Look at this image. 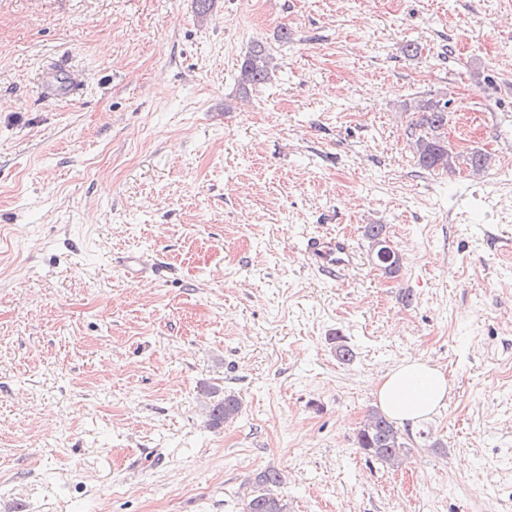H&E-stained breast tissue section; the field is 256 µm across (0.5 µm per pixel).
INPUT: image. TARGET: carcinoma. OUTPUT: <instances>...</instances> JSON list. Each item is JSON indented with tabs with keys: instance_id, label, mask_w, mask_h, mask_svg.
Instances as JSON below:
<instances>
[{
	"instance_id": "carcinoma-1",
	"label": "carcinoma",
	"mask_w": 512,
	"mask_h": 512,
	"mask_svg": "<svg viewBox=\"0 0 512 512\" xmlns=\"http://www.w3.org/2000/svg\"><path fill=\"white\" fill-rule=\"evenodd\" d=\"M273 57L261 43L253 44L240 66L241 84L259 86L272 81ZM448 103L423 101L417 126L424 129L415 140L418 165L427 170H451L455 156L448 149L442 130L448 124ZM208 398L205 412L209 427L217 428L232 421L241 411V401L232 392H219L215 387L204 390ZM357 445L364 454L379 463L398 469L412 457V448L394 422L382 412L372 409L357 433ZM281 475L275 470H264L255 477L258 490L243 502L241 512H288V503L278 493Z\"/></svg>"
}]
</instances>
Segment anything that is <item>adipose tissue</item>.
Segmentation results:
<instances>
[{"label": "adipose tissue", "instance_id": "obj_1", "mask_svg": "<svg viewBox=\"0 0 512 512\" xmlns=\"http://www.w3.org/2000/svg\"><path fill=\"white\" fill-rule=\"evenodd\" d=\"M448 392L445 372L412 356L402 358L375 386L382 412L404 424L418 423L436 413L444 406Z\"/></svg>", "mask_w": 512, "mask_h": 512}]
</instances>
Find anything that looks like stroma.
I'll use <instances>...</instances> for the list:
<instances>
[{
	"label": "stroma",
	"instance_id": "1",
	"mask_svg": "<svg viewBox=\"0 0 512 512\" xmlns=\"http://www.w3.org/2000/svg\"><path fill=\"white\" fill-rule=\"evenodd\" d=\"M407 355L451 391L392 470L357 432ZM266 469L288 512H512V0H0V512H240ZM273 57L262 43H254L240 66L241 84L259 86L272 81ZM448 103L421 101L417 107L420 113L417 126L423 128L415 140V154L418 165L427 170H452L455 156L448 149V141L441 130L448 124ZM365 236L369 240V246L374 249V247L378 244V246H382V248L375 253L376 247L373 250V262L376 266L382 267L387 270L386 273H396L400 266V257L398 253L393 250L394 256L392 259V253L389 248L388 241L386 240V226L382 224H369L365 227ZM387 241V242H385ZM385 242V243H384ZM392 259V260H391ZM391 260V261H390ZM390 261V262H389ZM389 262V263H387ZM386 263V264H383ZM383 264V265H381ZM308 246L310 257L321 267L341 273L355 265V246L346 237L312 241ZM209 399L205 402V412L210 428H217L231 422L241 411V401L232 392H219L218 388L209 387L204 390Z\"/></svg>",
	"mask_w": 512,
	"mask_h": 512
}]
</instances>
